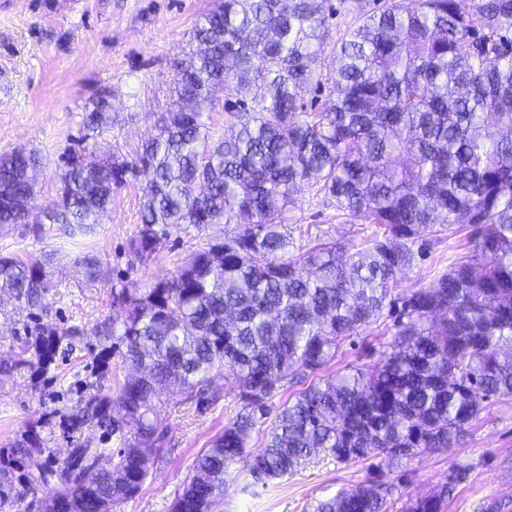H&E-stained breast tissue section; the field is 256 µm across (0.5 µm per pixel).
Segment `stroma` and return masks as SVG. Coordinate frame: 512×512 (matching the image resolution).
<instances>
[{
  "label": "stroma",
  "instance_id": "1",
  "mask_svg": "<svg viewBox=\"0 0 512 512\" xmlns=\"http://www.w3.org/2000/svg\"><path fill=\"white\" fill-rule=\"evenodd\" d=\"M327 5L329 37L319 60L325 78L338 66L339 36L359 23L374 0H327ZM212 6L213 0H0V154L18 148L40 153L43 168L35 188L39 207L51 206L56 198L58 157L81 135L85 107L97 89L112 91L116 122L109 138L123 151L153 133L156 115L167 101L169 68L188 52L196 20ZM140 195L139 181L128 180L109 217L87 237H68L56 224L39 242L19 229L0 232V256L52 254L49 320L84 330L81 342L51 375H0V447L36 421L58 425L61 415L76 406L73 386L86 379L85 366L99 350L98 323L122 321L121 309L112 305V280L151 287L201 247L223 239V225L190 228L173 234L148 260L135 259L128 243L140 223ZM310 227L350 246L362 244L374 229L363 215L321 206L304 190L294 210L295 244L305 243L304 232ZM467 236L464 230L438 234L426 257L400 276L396 295L411 294L447 272L465 255ZM86 253L102 260V275L92 283L76 265ZM393 332L391 321L384 318L360 328L352 343L342 346L333 371L371 369ZM217 383L223 396L205 412L190 404L157 403V416L168 432L153 474L116 512H170L197 455L240 408L234 379L221 377ZM452 474L457 481L444 512H486L493 501L512 512V398L484 402L455 447L423 451L390 470H378L373 459L339 463L319 456L254 495L242 492V479L229 480L222 510L312 512L315 501L374 478L389 488L392 512H405L411 499L439 490Z\"/></svg>",
  "mask_w": 512,
  "mask_h": 512
}]
</instances>
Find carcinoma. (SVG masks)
<instances>
[{"mask_svg":"<svg viewBox=\"0 0 512 512\" xmlns=\"http://www.w3.org/2000/svg\"><path fill=\"white\" fill-rule=\"evenodd\" d=\"M383 0L337 43L328 97L309 104L326 33L323 0H219L200 16L196 48L172 69V103L156 133L133 152L112 130L111 92L86 107L80 147L58 166L57 200L29 224L40 158L0 154V229L45 225L94 232L127 177L142 181L140 224L129 252L146 259L174 231L229 228L170 278L149 288L111 285L121 329L100 326L92 368L119 354L138 378L98 390L63 416L68 456L25 470L45 440L31 424L0 452V497L45 491L42 512H113L152 475L165 425L163 393L203 411L219 395L215 377L236 380L241 408L198 455L170 512H217L234 470L267 485L323 453L339 463L380 459L392 467L422 449L452 447L482 403L512 398V0ZM224 135L209 134L217 105ZM336 210L363 213L382 229L350 250L287 232L302 189ZM469 229V252L429 286L392 294L427 235ZM52 257L0 256V295L29 312L19 351L0 374L39 378L73 348L76 326L40 322L53 288ZM88 281L101 260L77 259ZM393 319L391 352L371 370L328 374L342 345L382 315ZM304 388L271 425L265 448L247 451L256 414L288 385ZM122 415H114V407ZM102 430L101 445L83 440ZM113 442L112 468H99ZM454 477L407 512H442ZM312 512H391L374 481L321 500Z\"/></svg>","mask_w":512,"mask_h":512,"instance_id":"obj_1","label":"carcinoma"}]
</instances>
